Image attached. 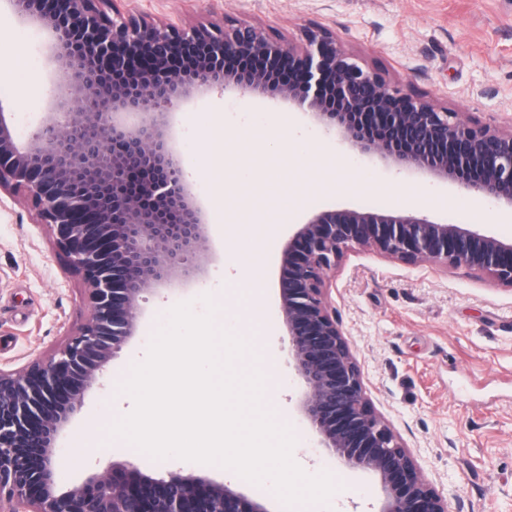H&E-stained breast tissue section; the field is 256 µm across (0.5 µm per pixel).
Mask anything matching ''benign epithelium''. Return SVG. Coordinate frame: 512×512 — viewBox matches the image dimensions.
Masks as SVG:
<instances>
[{"mask_svg": "<svg viewBox=\"0 0 512 512\" xmlns=\"http://www.w3.org/2000/svg\"><path fill=\"white\" fill-rule=\"evenodd\" d=\"M46 29L78 105L19 142L0 113V191L31 200L39 224L83 279L89 319L55 354L0 367V512H270L194 475L157 479L133 462L59 484L57 437L96 375L135 332L145 287L168 279L202 239L180 153L158 119L215 88L271 92L361 157L446 180L512 211V128L464 120L360 65L331 31L297 44L249 24L183 27L123 13L113 0H8ZM350 249L405 263L465 267L512 287V241L372 207L314 214L282 251L278 281L300 409L321 447L378 473L380 512H448L402 439L366 396L360 367L326 302L325 278Z\"/></svg>", "mask_w": 512, "mask_h": 512, "instance_id": "1", "label": "benign epithelium"}]
</instances>
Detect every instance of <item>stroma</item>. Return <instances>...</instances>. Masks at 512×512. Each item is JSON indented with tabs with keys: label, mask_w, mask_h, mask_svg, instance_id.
<instances>
[{
	"label": "stroma",
	"mask_w": 512,
	"mask_h": 512,
	"mask_svg": "<svg viewBox=\"0 0 512 512\" xmlns=\"http://www.w3.org/2000/svg\"><path fill=\"white\" fill-rule=\"evenodd\" d=\"M127 7L178 24H253L293 40L320 25L405 90L469 121L512 127V0H129ZM50 45L47 31L19 22L9 0H0V110L24 143L49 119L54 89L65 80ZM167 121L203 210L205 241L171 282L143 293L134 335L60 434V484L81 483L130 460L156 478L192 474L227 484L264 498L269 512H306L223 467L155 459L109 433L119 412L129 409L120 385L145 358L169 310L188 302L204 313L208 295L225 328L266 364L263 400L292 429L296 463L310 474L330 472L340 483L320 512H380L379 476L338 464L298 409L304 383L288 362L279 314L283 247L313 211L327 207L416 212L505 241L512 240V220L482 196L377 157H355L299 121L280 98L242 100L234 91L214 90L181 103ZM270 139L284 155L268 152ZM260 199L280 221L259 245L266 282L253 314L226 289L237 273L231 256L248 242L226 233L224 219L249 225ZM325 294L367 396L443 492L448 512H512V288L463 267L408 264L353 249L328 274ZM89 315L83 281L56 248L51 228L37 223L24 197L0 193V367L48 358ZM79 434L89 445L81 462L70 452Z\"/></svg>",
	"instance_id": "1"
}]
</instances>
